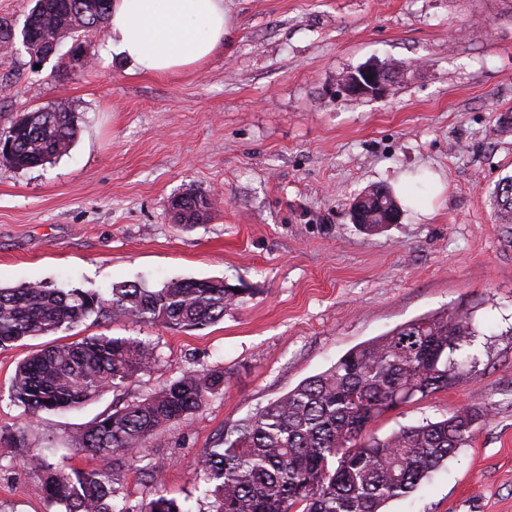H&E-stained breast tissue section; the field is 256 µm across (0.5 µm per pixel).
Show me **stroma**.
<instances>
[{
    "mask_svg": "<svg viewBox=\"0 0 512 512\" xmlns=\"http://www.w3.org/2000/svg\"><path fill=\"white\" fill-rule=\"evenodd\" d=\"M224 47L192 70L148 75L79 39L90 67L71 69L64 39L34 69L22 42L0 53V128L66 103L79 131L69 153L18 170L0 163V286L43 284L109 295L214 278L243 289L201 330L93 316L60 332L139 337L151 368L69 409L24 412L9 397L21 360L46 337L0 348V431L62 468L70 435L184 371L224 385L158 431L147 463L185 512H209L200 454L223 432L351 348L442 311L470 314L474 368L454 385L372 424L385 437L460 407L484 412L473 441L387 512H512V224L492 197L512 175V0H224ZM368 63L399 74L382 99L337 93ZM374 185L413 205L376 234L350 205ZM217 200L209 218L176 223L170 200ZM0 512H54L39 473L0 464Z\"/></svg>",
    "mask_w": 512,
    "mask_h": 512,
    "instance_id": "stroma-1",
    "label": "stroma"
}]
</instances>
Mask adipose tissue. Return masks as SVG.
<instances>
[{
	"label": "adipose tissue",
	"mask_w": 512,
	"mask_h": 512,
	"mask_svg": "<svg viewBox=\"0 0 512 512\" xmlns=\"http://www.w3.org/2000/svg\"><path fill=\"white\" fill-rule=\"evenodd\" d=\"M224 0H112L107 46L145 73L188 71L224 45Z\"/></svg>",
	"instance_id": "obj_1"
}]
</instances>
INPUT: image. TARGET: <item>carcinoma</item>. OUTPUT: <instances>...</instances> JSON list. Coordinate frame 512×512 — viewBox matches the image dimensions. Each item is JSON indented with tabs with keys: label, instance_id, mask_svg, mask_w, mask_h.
<instances>
[{
	"label": "carcinoma",
	"instance_id": "obj_1",
	"mask_svg": "<svg viewBox=\"0 0 512 512\" xmlns=\"http://www.w3.org/2000/svg\"><path fill=\"white\" fill-rule=\"evenodd\" d=\"M74 5L87 28L106 27L112 0H36L26 17L31 39L43 40L50 24L58 30L73 26ZM77 133L75 113L58 105L23 114L0 129V138L10 144L6 163L28 169L68 153ZM179 199L180 224H198L213 209L211 198L196 191ZM494 202L503 223L512 224V176L498 182ZM363 207L365 228L372 232L399 205L376 185L363 192ZM239 302L233 286L211 279L171 280L160 288L123 282L112 285L108 298L42 284L0 287V347L70 330L104 312L116 320L198 330L223 320ZM476 335L466 313L407 322L240 420L198 459L211 512H382L390 500L407 496L469 444L485 414L459 408L444 420L402 427L384 438L369 425L454 384L468 362L460 352ZM155 361V348L139 338L101 335L52 344L17 366L11 400L30 414L73 407ZM222 385L221 372L188 370L151 395L97 417L72 437L70 451L102 455L119 468L139 461L159 428L193 413ZM19 448L17 436L0 434V462L19 461L39 472L50 503L61 512H183L160 490L153 467L145 468L149 492L143 501L120 508L110 472H68L40 453L21 455Z\"/></svg>",
	"mask_w": 512,
	"mask_h": 512
}]
</instances>
